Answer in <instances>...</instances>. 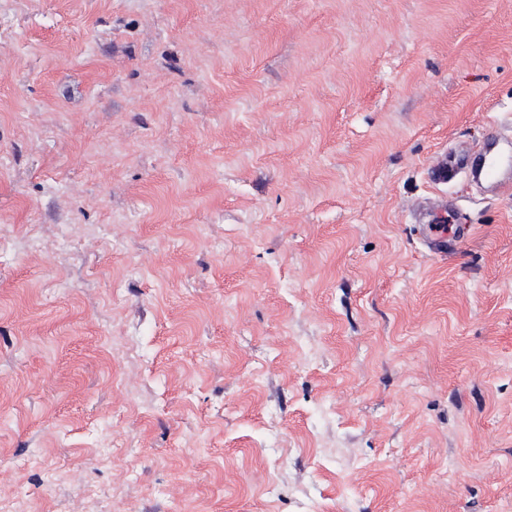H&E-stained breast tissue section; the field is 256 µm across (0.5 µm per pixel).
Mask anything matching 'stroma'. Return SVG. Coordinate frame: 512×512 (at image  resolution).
Masks as SVG:
<instances>
[{
    "instance_id": "stroma-1",
    "label": "stroma",
    "mask_w": 512,
    "mask_h": 512,
    "mask_svg": "<svg viewBox=\"0 0 512 512\" xmlns=\"http://www.w3.org/2000/svg\"><path fill=\"white\" fill-rule=\"evenodd\" d=\"M498 123L512 0H0V506L512 512ZM502 143V147L499 144ZM509 141L496 133L490 134L478 150L448 153L432 168L430 177L437 184L452 183L461 172L484 185L488 194L495 195L511 182L512 154Z\"/></svg>"
}]
</instances>
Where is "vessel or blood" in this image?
Listing matches in <instances>:
<instances>
[{"instance_id": "obj_1", "label": "vessel or blood", "mask_w": 512, "mask_h": 512, "mask_svg": "<svg viewBox=\"0 0 512 512\" xmlns=\"http://www.w3.org/2000/svg\"><path fill=\"white\" fill-rule=\"evenodd\" d=\"M484 185L488 194H497L512 182V149L502 146L498 134H490L479 149L466 153H448L430 173L433 182L452 183L460 173Z\"/></svg>"}]
</instances>
